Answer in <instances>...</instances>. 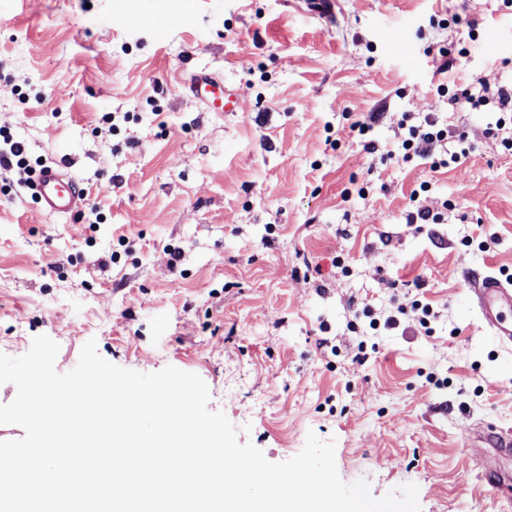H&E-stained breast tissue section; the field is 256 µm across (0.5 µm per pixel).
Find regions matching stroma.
<instances>
[{"mask_svg":"<svg viewBox=\"0 0 512 512\" xmlns=\"http://www.w3.org/2000/svg\"><path fill=\"white\" fill-rule=\"evenodd\" d=\"M200 71L236 111L180 91ZM501 86L512 0H336L331 19L305 0H0V132L85 193L70 224L0 168V353L45 334L65 373L93 339L118 366L199 375L269 461L312 431L374 497L413 483L421 512H512L484 480L512 457L483 437L512 432V349L471 285L512 277V131L488 133L512 114L448 104ZM428 117L447 142L403 161ZM461 134L468 155L433 168ZM420 209L439 222L409 223Z\"/></svg>","mask_w":512,"mask_h":512,"instance_id":"obj_1","label":"stroma"}]
</instances>
